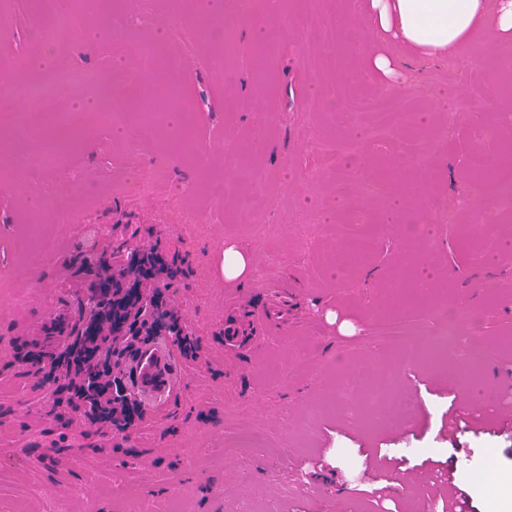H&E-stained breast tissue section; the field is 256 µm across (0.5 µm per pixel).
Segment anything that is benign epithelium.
I'll list each match as a JSON object with an SVG mask.
<instances>
[{"label": "benign epithelium", "mask_w": 512, "mask_h": 512, "mask_svg": "<svg viewBox=\"0 0 512 512\" xmlns=\"http://www.w3.org/2000/svg\"><path fill=\"white\" fill-rule=\"evenodd\" d=\"M79 266L91 276L87 298L67 319L54 350L41 360L52 381L71 391L74 408L90 419L100 407L121 411L108 377L133 367L144 337L174 343L186 326L166 300V262L149 249L137 250L123 264L104 254L83 256Z\"/></svg>", "instance_id": "1"}]
</instances>
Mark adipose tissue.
<instances>
[{
	"label": "adipose tissue",
	"mask_w": 512,
	"mask_h": 512,
	"mask_svg": "<svg viewBox=\"0 0 512 512\" xmlns=\"http://www.w3.org/2000/svg\"><path fill=\"white\" fill-rule=\"evenodd\" d=\"M346 12L424 57L489 35L501 47L512 46V0H347Z\"/></svg>",
	"instance_id": "obj_1"
}]
</instances>
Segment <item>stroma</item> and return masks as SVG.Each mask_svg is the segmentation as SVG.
Masks as SVG:
<instances>
[{"label": "stroma", "mask_w": 512, "mask_h": 512, "mask_svg": "<svg viewBox=\"0 0 512 512\" xmlns=\"http://www.w3.org/2000/svg\"><path fill=\"white\" fill-rule=\"evenodd\" d=\"M77 0H0V78L19 83L47 76L34 67L35 30ZM345 0H287L288 22L277 50L255 66L251 28L238 16L236 42L219 51L199 36L200 0H124L111 37L89 41L83 27L63 47L66 71L85 75L52 84L51 113L78 122L77 146L33 170L12 147L14 114L26 103L0 105V512H444L427 482L456 474L468 512H512V431L445 430L449 405L481 408L483 394H512V201L494 198L476 166L498 162L512 141V94L482 91L508 67L493 39L449 49L440 59L402 57L362 18L346 30L331 20ZM166 38L156 39L157 30ZM336 54H323L327 37ZM158 54L145 59V42ZM399 59L391 83L378 79L364 55ZM138 84L176 80L190 123L170 121L143 136L128 113L99 126L77 103L111 95L127 71ZM391 86L414 116L380 148L365 137L368 113L346 121L327 101L351 105ZM499 125L497 138L482 131ZM420 144L403 153L405 139ZM337 160L324 166L320 144ZM149 175L148 187L124 193L115 175ZM380 183L371 193L366 184ZM223 184L222 200L209 189ZM426 233L409 235L388 220L392 206ZM193 210L197 228L181 222ZM373 241L356 269L337 272L332 259L346 244V221ZM267 225L268 233L257 230ZM495 241L492 258L476 257L463 237ZM235 244L251 259L243 282L224 281L219 262ZM150 246L173 264L167 293L187 325V340L169 349L181 377L170 397L131 423L95 425L67 413L50 395L40 364L20 363L28 349L53 344L50 328L86 292L81 255H113ZM423 276L407 288L412 316L466 296L484 314L479 337L491 347L481 382L448 377L425 364L401 372L390 417L356 419L369 367L389 359L382 336L401 311L393 284L403 270ZM271 324L247 346L229 332H250L252 315Z\"/></svg>", "instance_id": "obj_1"}]
</instances>
